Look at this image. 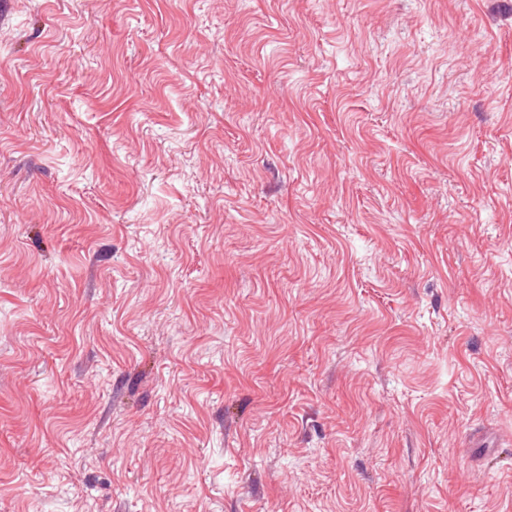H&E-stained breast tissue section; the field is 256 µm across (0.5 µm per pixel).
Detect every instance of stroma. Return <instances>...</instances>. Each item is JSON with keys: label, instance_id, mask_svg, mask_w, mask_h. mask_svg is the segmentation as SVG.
I'll list each match as a JSON object with an SVG mask.
<instances>
[{"label": "stroma", "instance_id": "stroma-1", "mask_svg": "<svg viewBox=\"0 0 512 512\" xmlns=\"http://www.w3.org/2000/svg\"><path fill=\"white\" fill-rule=\"evenodd\" d=\"M0 512H512V0H0Z\"/></svg>", "mask_w": 512, "mask_h": 512}]
</instances>
